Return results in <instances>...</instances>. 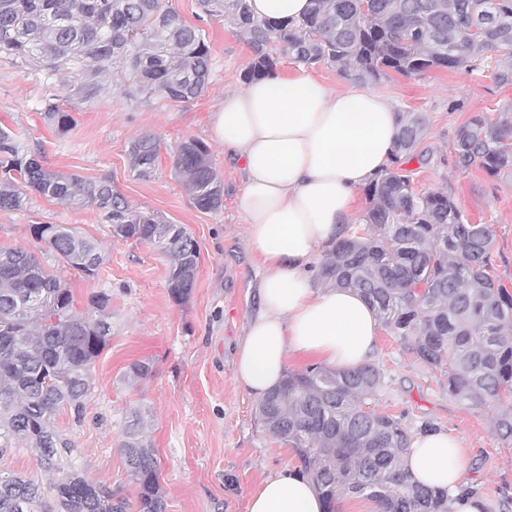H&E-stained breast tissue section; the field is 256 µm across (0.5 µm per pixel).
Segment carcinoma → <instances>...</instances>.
Instances as JSON below:
<instances>
[{"label":"carcinoma","mask_w":512,"mask_h":512,"mask_svg":"<svg viewBox=\"0 0 512 512\" xmlns=\"http://www.w3.org/2000/svg\"><path fill=\"white\" fill-rule=\"evenodd\" d=\"M200 4L250 47L247 81L276 68L273 46L297 63L330 66L361 83L390 73L457 71L487 53L512 58V0H313L308 16L280 22L252 18L247 0ZM472 21L482 23L481 34L469 33ZM0 57L46 62L76 106L93 99L102 75L123 77L129 96L173 103L199 98L210 84L205 35L164 0H0ZM41 112L59 134L73 124L53 98ZM424 126L419 114L402 119L397 147L409 161ZM159 149L152 136L134 140V171L149 173ZM454 151L462 168L512 175V106L494 121L470 118L456 132ZM173 170L197 208L222 207L224 185L203 142L180 143ZM31 192L104 212L112 237L159 249L170 294L190 298L200 251L184 226L133 208L110 179L43 167L0 126V211L22 209ZM367 195L366 212L324 256L320 279L358 291L404 351L446 377L450 394L480 405L512 398V292L491 274L492 225L470 223L446 193L415 190L400 167L386 170ZM33 234L47 254L89 279L104 263L98 242L67 224H37ZM110 302L108 291H96L79 313L71 289L30 251L0 248V456L25 445L41 469L62 474L45 484L0 470V512H166L141 411H131L117 440L138 490L133 505L83 477L55 425L66 410L76 422L84 416L92 364L112 336ZM151 373L150 363L136 361L123 380L135 385ZM385 384L372 363L342 371L308 365L286 371L256 412L268 433L294 450L324 512H336L342 494L373 502L376 512H448V491L410 482L401 467L411 438L406 414L369 407Z\"/></svg>","instance_id":"obj_1"}]
</instances>
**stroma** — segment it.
Segmentation results:
<instances>
[{
    "mask_svg": "<svg viewBox=\"0 0 512 512\" xmlns=\"http://www.w3.org/2000/svg\"><path fill=\"white\" fill-rule=\"evenodd\" d=\"M191 25L204 30L211 51L207 92L186 104L156 97H125L114 78L102 79L100 94L73 110L66 135L43 120L40 105L62 97L59 79L35 62L0 59V123L51 170L86 179L111 178L136 209L185 225L200 249L195 287L186 302L167 288V261L154 246L118 240L95 209L75 210L31 195L24 209L0 211V247L21 246L40 254L32 230L38 224H67L103 247L105 261L95 278L57 267L85 310L91 293L112 295V336L91 369V394L82 422L62 414L56 425L71 441L73 460L85 478L135 497L116 440L130 408L145 411L146 437L156 450L159 483L167 512H247L250 496L284 465H298L291 448L277 442L258 419L256 400L237 382L238 345L258 304L265 274L246 233L242 208L244 178L225 158L214 137L213 114L225 91L244 86L251 52L223 20L206 16L198 0H166ZM497 57L474 70L430 71L422 77L390 75L375 89L403 112L423 115L426 124L406 168L417 188L450 194L472 223L494 230L493 272L512 291V176H492L456 166V132L473 115L496 118L512 105V85L498 84ZM143 135L156 137L161 151L145 176L130 169L129 148ZM188 139L204 142L224 183L223 205L197 209L174 176L172 155ZM136 360L152 374L130 386L122 377ZM388 384L375 396L378 410L428 421L458 437L465 450L462 479L478 489L490 512H503L512 497V439L501 438L495 420L512 404L479 406L449 395L446 378L396 345L386 332L376 338L374 357Z\"/></svg>",
    "mask_w": 512,
    "mask_h": 512,
    "instance_id": "35a3bbf8",
    "label": "stroma"
}]
</instances>
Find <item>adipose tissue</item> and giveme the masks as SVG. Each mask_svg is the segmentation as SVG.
Here are the masks:
<instances>
[{"instance_id": "ef3b65f1", "label": "adipose tissue", "mask_w": 512, "mask_h": 512, "mask_svg": "<svg viewBox=\"0 0 512 512\" xmlns=\"http://www.w3.org/2000/svg\"><path fill=\"white\" fill-rule=\"evenodd\" d=\"M401 114L377 91L335 90L305 66L225 92L213 132L242 166L249 240L267 269L259 309L238 346L236 377L255 398L276 387L289 353L336 369L369 363L380 322L355 290L318 278L319 253L352 224L358 191L396 160ZM460 440L443 429L415 434L402 459L411 480L448 490L450 512H486L462 480ZM293 466L264 480L249 512H323Z\"/></svg>"}]
</instances>
